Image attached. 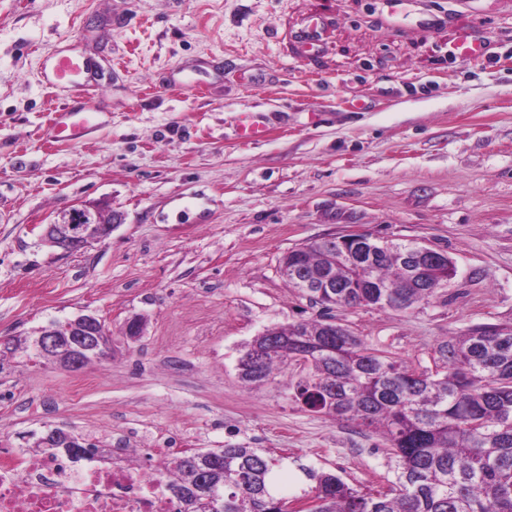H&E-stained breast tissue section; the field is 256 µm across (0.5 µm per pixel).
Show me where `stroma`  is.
<instances>
[{"label":"stroma","instance_id":"1","mask_svg":"<svg viewBox=\"0 0 512 512\" xmlns=\"http://www.w3.org/2000/svg\"><path fill=\"white\" fill-rule=\"evenodd\" d=\"M465 32L485 43L473 62L448 54ZM69 44L96 87L46 86ZM85 95L92 132L53 141V111ZM245 112L267 130L252 144ZM81 203L109 206L112 234L44 244ZM351 230L457 267L412 312L335 310L373 347L428 366L439 340L512 322V0H0V338L86 313L112 334L111 359L77 372L0 352L1 449L61 428L155 472L243 445L387 489L378 435L289 399L300 365L237 378L264 329L322 313L282 257Z\"/></svg>","mask_w":512,"mask_h":512}]
</instances>
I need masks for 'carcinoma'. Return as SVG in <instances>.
<instances>
[{"label": "carcinoma", "instance_id": "1", "mask_svg": "<svg viewBox=\"0 0 512 512\" xmlns=\"http://www.w3.org/2000/svg\"><path fill=\"white\" fill-rule=\"evenodd\" d=\"M416 244L367 234L327 238L288 251L282 273L323 314L266 328L238 359L240 381L259 386L292 361L307 372L288 387L302 408L371 429L383 438L396 481L385 491L356 488L341 476L264 448L228 446L163 462L158 482L194 512L205 489L215 512H281L282 480L299 472L300 497L316 512H512V326L479 325L434 349L433 370L408 367L374 349L331 311L378 307L406 312L436 292L419 287L396 254ZM329 267L334 288H307Z\"/></svg>", "mask_w": 512, "mask_h": 512}]
</instances>
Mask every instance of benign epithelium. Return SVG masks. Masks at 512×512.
Returning <instances> with one entry per match:
<instances>
[{
  "label": "benign epithelium",
  "instance_id": "7a95c632",
  "mask_svg": "<svg viewBox=\"0 0 512 512\" xmlns=\"http://www.w3.org/2000/svg\"><path fill=\"white\" fill-rule=\"evenodd\" d=\"M114 224L112 213L100 206L83 204L59 214L44 229L41 239L68 252L80 251L108 238ZM400 261L434 263L447 254L427 246L413 252L398 254ZM66 340L58 333L43 329L38 332L34 347L40 354L55 364L70 371H79L93 361L101 360L112 353V336L102 321L92 314L79 315L65 325Z\"/></svg>",
  "mask_w": 512,
  "mask_h": 512
}]
</instances>
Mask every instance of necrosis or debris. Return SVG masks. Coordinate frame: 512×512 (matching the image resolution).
Wrapping results in <instances>:
<instances>
[{
    "label": "necrosis or debris",
    "instance_id": "4bbe7bcc",
    "mask_svg": "<svg viewBox=\"0 0 512 512\" xmlns=\"http://www.w3.org/2000/svg\"><path fill=\"white\" fill-rule=\"evenodd\" d=\"M152 473L102 458L0 451V512H179Z\"/></svg>",
    "mask_w": 512,
    "mask_h": 512
}]
</instances>
